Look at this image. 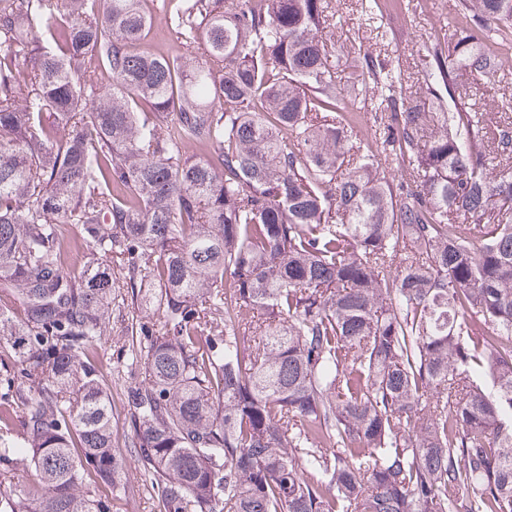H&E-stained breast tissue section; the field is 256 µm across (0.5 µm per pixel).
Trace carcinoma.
<instances>
[{
  "mask_svg": "<svg viewBox=\"0 0 512 512\" xmlns=\"http://www.w3.org/2000/svg\"><path fill=\"white\" fill-rule=\"evenodd\" d=\"M149 20L0 0V479L108 512L85 479L124 464L98 348L127 288L158 512H512V96L463 95L512 0H454L421 80L367 50L350 86L333 0H185L165 54ZM358 23L386 40L376 0ZM12 476L11 482H9V480H7L6 483L2 481V484L0 485V497L9 496L13 497L17 502H20L15 494L18 493L19 489L25 487L35 479V473L31 469H28L18 463L15 464L12 470Z\"/></svg>",
  "mask_w": 512,
  "mask_h": 512,
  "instance_id": "1",
  "label": "carcinoma"
}]
</instances>
